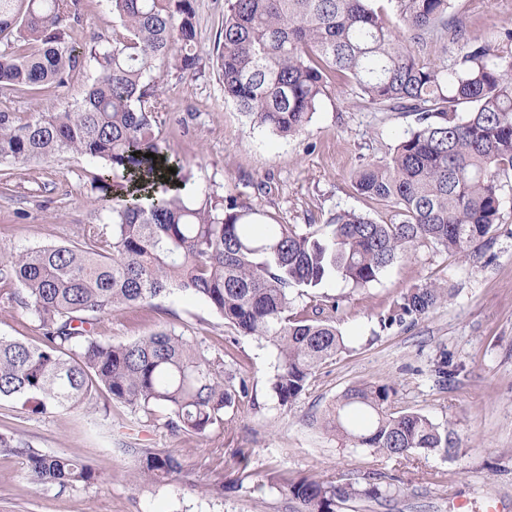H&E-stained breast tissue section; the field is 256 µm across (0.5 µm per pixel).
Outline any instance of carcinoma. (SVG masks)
Instances as JSON below:
<instances>
[{"instance_id": "cac0c4a2", "label": "carcinoma", "mask_w": 512, "mask_h": 512, "mask_svg": "<svg viewBox=\"0 0 512 512\" xmlns=\"http://www.w3.org/2000/svg\"><path fill=\"white\" fill-rule=\"evenodd\" d=\"M75 2L0 0V89L66 82L79 65L65 32ZM108 2L120 28L105 44H86L98 75L74 107L22 116L0 102V161L70 152L103 162L93 183L110 202L112 224L109 237L92 224L75 245L0 251V285L8 286L0 297L26 309L41 330L35 341L0 337V400L49 415L94 411L103 396L153 422L163 406L173 435L224 424L250 382L232 347L212 350L165 329L120 345L96 335L101 318L179 290L204 300L236 335L271 347L267 382L286 408L345 348L333 317L339 301L297 312L292 289L329 279L365 287L422 245L466 257L500 223V174L512 170V50L472 35L451 0H387L396 29L376 0H225L217 56L224 100L251 124L299 135L336 83L381 112L416 115L386 156L352 177L354 191L390 208L393 220L350 210L303 229L266 224L261 232L256 218L266 213L231 195L183 197L188 170L162 148L165 100L148 77L159 63L183 75L197 69L193 0ZM445 39L457 46V61L422 59ZM447 298L435 284L412 286L379 324L425 318ZM395 395L389 383L352 387L319 424L390 458L456 454L452 430L397 409ZM0 451L23 457L39 485L98 478L90 462L39 453L19 438L1 434ZM181 468L173 452L147 449L133 481L162 482ZM283 487L301 512H336L339 503L400 492L352 477H302Z\"/></svg>"}]
</instances>
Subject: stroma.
I'll list each match as a JSON object with an SVG mask.
<instances>
[{
    "instance_id": "obj_1",
    "label": "stroma",
    "mask_w": 512,
    "mask_h": 512,
    "mask_svg": "<svg viewBox=\"0 0 512 512\" xmlns=\"http://www.w3.org/2000/svg\"><path fill=\"white\" fill-rule=\"evenodd\" d=\"M475 36L512 30V0H451ZM196 72L180 76L165 66L152 73L166 92L165 151L190 172L189 187L273 214L282 224L322 223L340 210L368 212L389 220L385 207L365 201L350 184L368 158L384 156L414 126L413 116L377 112L349 88L335 84L322 96L306 131L280 138L251 125L224 99L215 47L224 21V0H194ZM67 39L83 50L91 37L107 39L119 23L107 0H79ZM97 75L83 58L66 84L18 92L14 111L68 109ZM11 189L0 192V249L78 243L82 227L110 229L108 214L92 186L99 161L60 153L29 162H4ZM501 222L468 258L420 247L363 288L339 279L295 290L297 308L326 298L340 302L336 326L347 348L321 368L289 408H281L266 378L274 371L270 347L235 339L202 299L182 291L155 298L151 307L101 319L100 336L120 344L167 328L213 347L234 345L257 380L229 425L205 435L173 436L111 403L108 411L34 415L20 402L0 400V433L25 438L36 451L93 462V484L38 486L23 458L0 453V512H297L271 476L336 480L402 479L390 501L357 499L337 512H512V172L501 175ZM435 283L447 303L426 318L381 328L379 315L403 289ZM461 371L446 380L435 373L440 356ZM388 382L398 407L416 410L450 427L459 452L444 458L413 454L387 459L353 448L326 433L316 419L350 387ZM170 450L182 470L160 484H132L139 449Z\"/></svg>"
}]
</instances>
